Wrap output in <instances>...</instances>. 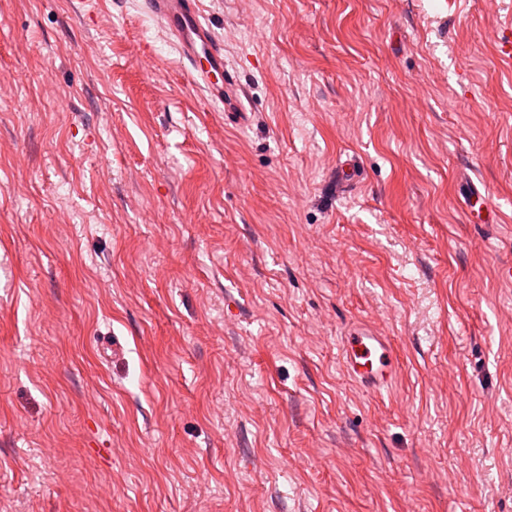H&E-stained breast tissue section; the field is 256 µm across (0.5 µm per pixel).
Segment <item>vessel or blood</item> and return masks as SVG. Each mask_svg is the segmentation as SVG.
<instances>
[{
  "mask_svg": "<svg viewBox=\"0 0 512 512\" xmlns=\"http://www.w3.org/2000/svg\"><path fill=\"white\" fill-rule=\"evenodd\" d=\"M144 9L173 37L195 84L221 103L223 111L234 113L237 122H244V89L224 66V44L204 22L200 0H144ZM339 353L346 375L374 391L388 387L399 372L391 340L367 323L347 329L340 338Z\"/></svg>",
  "mask_w": 512,
  "mask_h": 512,
  "instance_id": "b4317fda",
  "label": "vessel or blood"
}]
</instances>
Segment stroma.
I'll use <instances>...</instances> for the list:
<instances>
[{
  "label": "stroma",
  "instance_id": "35a3bbf8",
  "mask_svg": "<svg viewBox=\"0 0 512 512\" xmlns=\"http://www.w3.org/2000/svg\"><path fill=\"white\" fill-rule=\"evenodd\" d=\"M202 7L0 0V512H512V0ZM144 9L173 37L194 83L221 103L222 112H231L239 124L244 122L245 114H236L245 112L241 101L244 89L235 74L224 67V42L203 21L200 0H144ZM212 75L221 76V84ZM339 353L346 375L374 391L388 387L399 372V358L391 340L368 323L347 329L340 338Z\"/></svg>",
  "mask_w": 512,
  "mask_h": 512
}]
</instances>
